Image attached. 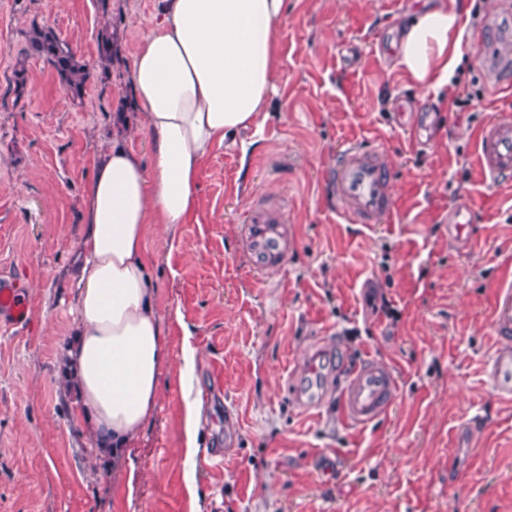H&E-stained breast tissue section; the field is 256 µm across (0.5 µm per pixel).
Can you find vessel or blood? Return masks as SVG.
<instances>
[{"label":"vessel or blood","instance_id":"b4317fda","mask_svg":"<svg viewBox=\"0 0 512 512\" xmlns=\"http://www.w3.org/2000/svg\"><path fill=\"white\" fill-rule=\"evenodd\" d=\"M477 162L492 178H512V114L503 112L480 126L474 134ZM328 185L340 212L353 224L390 222L396 212L394 181L383 152L359 144L346 147ZM294 247L284 205L256 201L248 209L242 248L252 270L260 274L279 271ZM29 306L23 284L15 276H0V329L11 331L28 320ZM490 322L498 346L488 363L495 395L512 401V265L499 275L491 303ZM398 382L392 367L368 356L344 370L338 392L341 421L366 426L386 415L394 403Z\"/></svg>","mask_w":512,"mask_h":512}]
</instances>
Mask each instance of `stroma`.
Here are the masks:
<instances>
[{"mask_svg": "<svg viewBox=\"0 0 512 512\" xmlns=\"http://www.w3.org/2000/svg\"><path fill=\"white\" fill-rule=\"evenodd\" d=\"M288 0L275 92L248 153L217 148L203 165L198 220L173 225L179 250L157 236V304L169 335L161 395L120 461L95 456L60 375L75 321L73 274L83 199L101 153L122 138L152 164L134 106L132 58L158 0H0V272L21 278L30 316L0 332V512H512V404L485 371L489 309L512 261V180L480 171L473 132L512 98L498 95L489 56L464 41L448 90L408 80L397 45L415 12L448 6L466 30L512 38L503 0ZM111 21L116 57L98 58ZM54 27L89 65L82 99L29 54L35 24ZM24 71L22 96L11 94ZM474 98L459 109L455 98ZM358 141L393 165L398 215L350 224L321 186L340 149ZM286 202L297 245L285 267L254 274L241 249L252 201ZM475 212L448 235L458 203ZM191 329L205 448L190 500L178 454L182 335ZM391 363L399 390L366 428L337 404L305 411L290 391L310 346ZM238 421L225 442L227 416Z\"/></svg>", "mask_w": 512, "mask_h": 512, "instance_id": "1", "label": "stroma"}]
</instances>
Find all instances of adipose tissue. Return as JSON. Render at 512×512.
<instances>
[{
  "label": "adipose tissue",
  "mask_w": 512,
  "mask_h": 512,
  "mask_svg": "<svg viewBox=\"0 0 512 512\" xmlns=\"http://www.w3.org/2000/svg\"><path fill=\"white\" fill-rule=\"evenodd\" d=\"M285 0H162L135 55L131 81L151 133L153 164L119 144L104 153L84 202L78 324L64 381L100 456L118 455L159 401L169 343L146 253L153 225L202 208L198 175L217 147L255 124L274 91ZM455 12L419 13L399 64L441 90L463 55Z\"/></svg>",
  "instance_id": "obj_1"
}]
</instances>
